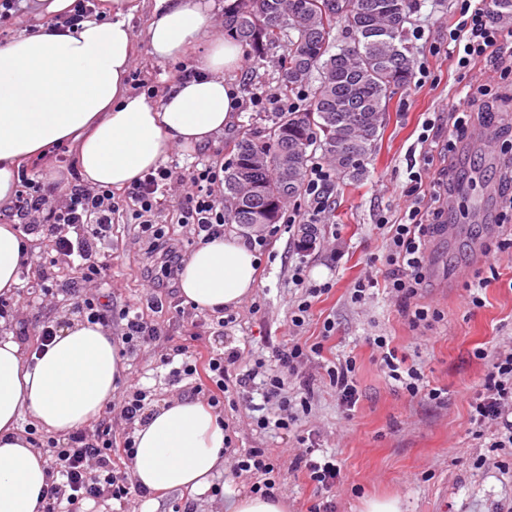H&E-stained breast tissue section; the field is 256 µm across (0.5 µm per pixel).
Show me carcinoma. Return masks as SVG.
Here are the masks:
<instances>
[{
  "label": "carcinoma",
  "mask_w": 512,
  "mask_h": 512,
  "mask_svg": "<svg viewBox=\"0 0 512 512\" xmlns=\"http://www.w3.org/2000/svg\"><path fill=\"white\" fill-rule=\"evenodd\" d=\"M411 8V0H235L224 10V34L248 46L255 64L285 45L277 69L285 97L309 88L306 108L270 112L262 134L234 144L224 166L225 223L247 228L261 215L277 223L284 205L306 192L312 146L339 174L365 175L387 101L414 74ZM338 26L343 45L332 38ZM378 29L388 39L366 38Z\"/></svg>",
  "instance_id": "1"
}]
</instances>
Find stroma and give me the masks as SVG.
<instances>
[{
  "label": "stroma",
  "mask_w": 512,
  "mask_h": 512,
  "mask_svg": "<svg viewBox=\"0 0 512 512\" xmlns=\"http://www.w3.org/2000/svg\"><path fill=\"white\" fill-rule=\"evenodd\" d=\"M457 7L456 0H416L406 28L425 29L423 38L408 40L418 66L426 71L423 83L394 90L365 177L332 175L334 191L315 226V249H300L299 230L288 222L289 216L310 210L308 195L285 205L277 227H265L257 287L233 310L232 322L220 323L218 314L188 303L177 276L161 277L153 288L145 285L147 259L131 210L120 211L111 239L98 244L93 256L110 265L94 295L115 311L137 307L145 320L163 331L155 345L124 356L125 381L144 388L151 408L196 396L194 379L175 380L170 366L162 362L172 346L191 338L197 352L235 349L243 364L274 367L275 351L291 336L289 310L303 293L293 278L295 268H303L310 283H331V291L319 298L310 321L298 333L301 340L321 343L323 349L302 367L312 391L308 409L299 413L291 433L256 427L250 406L262 398L253 389L240 393L236 408L222 409L221 415L230 425L234 447L289 448L298 453L303 446L297 436L308 435L316 448L335 454L341 472L328 495L336 512H364L367 499L382 497L400 498L402 512H499L512 503V452L474 438L469 422V399L482 384L490 357L512 340V249L497 263L496 278L486 288L481 307L470 305L465 291L474 275L485 269V245L512 232L499 222L505 204L498 180L512 156V138L504 131L512 115H497L490 124L475 123L448 158L437 154L424 161L418 142L423 122L434 114L447 118L462 87L499 80L496 65L481 63L463 71L450 57L448 28ZM151 8L152 0H141L130 20L136 44L132 69L161 96L178 79L179 64L150 55L144 32ZM283 54V49L271 50L263 65L246 61L229 74L243 99L236 122L208 147L174 150L171 161L184 169L197 163L226 164L234 143L264 126L262 113L254 110L250 99L259 87L277 91L274 71ZM419 160L425 163L424 182L438 178L445 167L454 175L448 187L453 206L447 211L446 229L430 239L427 283L420 297L421 304L438 309L442 318L425 328L413 327L381 285L364 301L352 298L358 280L385 278L387 236L378 221L383 216L401 218L409 169ZM50 260L58 281L77 280L76 265L58 255L51 239L45 238L24 269L25 279L5 298L16 315L13 334L30 353L38 347V322L48 318L63 325L74 317L70 297L46 291L41 265ZM327 322L334 325L329 334L323 328ZM380 335L390 338L398 354L419 364L431 386L446 392L444 403L409 397L390 384L368 342ZM479 349L484 358L476 357ZM343 356L354 357L357 367L360 398L350 411L337 400L326 373ZM212 481L223 485V493L155 492L156 512H222L225 502L248 493L251 484L248 476H234L229 465Z\"/></svg>",
  "instance_id": "35a3bbf8"
}]
</instances>
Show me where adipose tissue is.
I'll return each mask as SVG.
<instances>
[{"instance_id":"adipose-tissue-1","label":"adipose tissue","mask_w":512,"mask_h":512,"mask_svg":"<svg viewBox=\"0 0 512 512\" xmlns=\"http://www.w3.org/2000/svg\"><path fill=\"white\" fill-rule=\"evenodd\" d=\"M112 18L84 19L75 30L41 27L0 46V210L12 206L22 163L55 144L70 145L83 182L123 189L164 163L174 149L194 150L223 135L240 106L227 73L242 48L215 33V0H153L145 32L151 56L181 59L196 47V75L172 83L161 100L131 92L129 20L136 0H110ZM33 236L0 224V295L19 283ZM257 286V257L240 238L200 244L179 275L182 296L216 313L240 305ZM0 316V512H39L48 461L19 428L29 417L50 433L95 420L119 387L124 362L111 331L72 320L27 361ZM132 481L150 491L207 489L224 464V424L201 402L159 405L134 432Z\"/></svg>"}]
</instances>
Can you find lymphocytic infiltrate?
Listing matches in <instances>:
<instances>
[{"label": "lymphocytic infiltrate", "instance_id": "1", "mask_svg": "<svg viewBox=\"0 0 512 512\" xmlns=\"http://www.w3.org/2000/svg\"><path fill=\"white\" fill-rule=\"evenodd\" d=\"M458 18L448 29V40L462 47L457 66L467 69L485 60L512 59V29H504L494 19L493 0H457ZM485 99L483 114L469 108L471 97L459 98L451 114V128L445 151H453L458 139L464 136L477 117L493 121L501 102L512 100V83L497 90L481 89ZM21 184L10 210L0 212V223L22 224L28 231L43 232L53 238L56 251L67 257H77L81 263V282L91 286L103 280L107 267L89 262L88 255L98 242L110 238L112 224L122 205H129L139 222L140 236L148 240L152 251H159L164 236L160 196L169 193L172 186L186 190L185 201L176 210L178 223L188 227L194 239L207 242L224 234V204L215 187L221 181L220 171L212 165L180 173L161 167L144 174L134 181L125 199H116L111 188L72 187L60 192L57 183L43 180L37 172L20 170ZM412 184L407 195L410 204L398 223L380 218L379 226L387 232L388 267L386 286L396 297L402 311L412 324L437 320L439 314L425 306H413L426 278V236L428 225L422 224V211L427 204L441 201L439 183H431L427 195H420L422 174L410 172ZM58 198L57 206H50L51 198ZM75 230V237H68V230ZM372 347L378 352L389 378L408 396L442 402L440 389L431 387L416 365L407 364L391 347L387 337L375 336ZM321 344L308 345L299 338H292L275 353L276 372L260 375L258 368L238 369V351L231 350L200 358L187 348H177L181 358L178 375L195 377L203 375L199 391L207 395L210 407H219L229 401L232 391L248 388L256 377L264 379V398L276 405V415L259 416L255 424L259 429L290 430L295 420L296 408H307L304 392L289 391L288 380L298 376L300 365L310 354L320 353ZM470 421L476 438L492 433V447H512V347L499 352L491 363L482 388L469 401ZM135 448L132 440H125L122 447L112 445V430L106 423H99L94 433L73 432L64 439L47 438L45 452L53 469L59 474L60 483L50 485L41 504L42 512H56L59 499H66L69 506L86 500L109 497L115 500L128 498L138 487L133 482L117 479L115 471L120 463L129 462ZM282 454L272 448H241L234 454L236 475H249L253 494L268 498L281 488Z\"/></svg>", "mask_w": 512, "mask_h": 512}]
</instances>
